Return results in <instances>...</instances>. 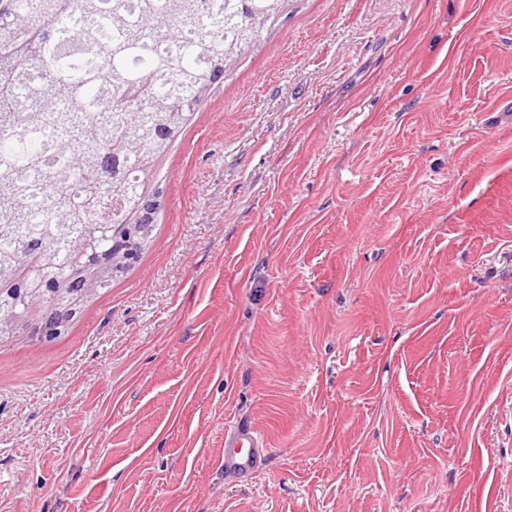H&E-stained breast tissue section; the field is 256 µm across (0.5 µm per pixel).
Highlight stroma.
I'll return each instance as SVG.
<instances>
[{
  "label": "stroma",
  "mask_w": 512,
  "mask_h": 512,
  "mask_svg": "<svg viewBox=\"0 0 512 512\" xmlns=\"http://www.w3.org/2000/svg\"><path fill=\"white\" fill-rule=\"evenodd\" d=\"M146 190L68 335L0 341V512H512V0H285ZM130 247L123 252L112 251L97 254L88 265L86 274L77 273L72 277L69 283L71 288H89L88 279L95 281L98 286L112 283V280L124 274L133 264L134 256L137 254L135 246L131 243ZM269 440L261 428L239 421L224 430V478L243 482L263 469L270 454Z\"/></svg>",
  "instance_id": "stroma-1"
}]
</instances>
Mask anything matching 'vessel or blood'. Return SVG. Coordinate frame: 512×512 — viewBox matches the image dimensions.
Listing matches in <instances>:
<instances>
[{
	"label": "vessel or blood",
	"mask_w": 512,
	"mask_h": 512,
	"mask_svg": "<svg viewBox=\"0 0 512 512\" xmlns=\"http://www.w3.org/2000/svg\"><path fill=\"white\" fill-rule=\"evenodd\" d=\"M270 454L269 441L261 428L240 421L224 430V476L232 482L246 481L263 469Z\"/></svg>",
	"instance_id": "b4317fda"
}]
</instances>
